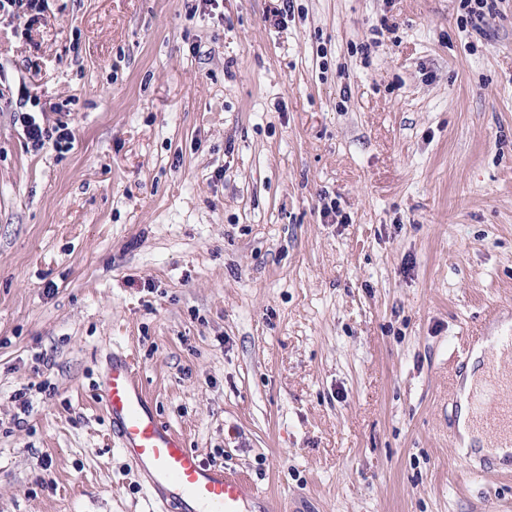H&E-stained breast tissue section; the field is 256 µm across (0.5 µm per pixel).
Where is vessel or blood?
I'll use <instances>...</instances> for the list:
<instances>
[{
  "label": "vessel or blood",
  "instance_id": "1",
  "mask_svg": "<svg viewBox=\"0 0 512 512\" xmlns=\"http://www.w3.org/2000/svg\"><path fill=\"white\" fill-rule=\"evenodd\" d=\"M112 440L160 512H273L244 479L207 464L162 422L131 355L111 351L96 382ZM472 419L492 447L512 449V363L489 355L470 397Z\"/></svg>",
  "mask_w": 512,
  "mask_h": 512
}]
</instances>
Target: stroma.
<instances>
[{
	"mask_svg": "<svg viewBox=\"0 0 512 512\" xmlns=\"http://www.w3.org/2000/svg\"><path fill=\"white\" fill-rule=\"evenodd\" d=\"M275 5L0 19V512H148L96 402L116 347L279 512H512L456 426L460 349L512 324V0L478 31L460 0ZM25 114H27L23 117L25 134L35 150L44 148L45 144L50 141L57 146L62 142L67 143L71 139L68 122L58 120L54 127L46 128L42 127L34 116Z\"/></svg>",
	"mask_w": 512,
	"mask_h": 512,
	"instance_id": "obj_1",
	"label": "stroma"
}]
</instances>
